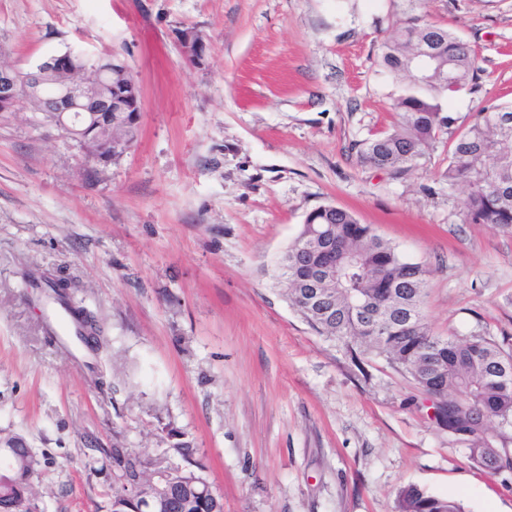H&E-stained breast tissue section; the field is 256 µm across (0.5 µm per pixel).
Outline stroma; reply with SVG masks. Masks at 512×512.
<instances>
[{
    "label": "stroma",
    "mask_w": 512,
    "mask_h": 512,
    "mask_svg": "<svg viewBox=\"0 0 512 512\" xmlns=\"http://www.w3.org/2000/svg\"><path fill=\"white\" fill-rule=\"evenodd\" d=\"M414 16L468 41L479 71L397 178L357 145L399 121L379 60ZM66 51L122 57L142 112L108 164L29 103L0 112V438L35 455L39 512H110L113 449L148 475L180 466L171 429L224 512H395L408 484L512 512V471L473 464L406 376L312 330L278 276L333 204L426 265L433 335L512 349V228L463 223L465 189L441 176L455 138L512 102V0H0L15 68ZM30 271L67 283L100 350L47 336Z\"/></svg>",
    "instance_id": "35a3bbf8"
}]
</instances>
